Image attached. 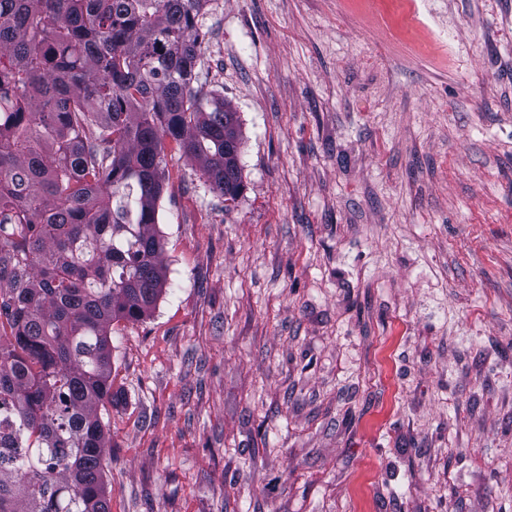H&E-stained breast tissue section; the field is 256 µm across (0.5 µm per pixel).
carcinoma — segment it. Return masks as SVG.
Here are the masks:
<instances>
[{"instance_id": "1", "label": "carcinoma", "mask_w": 512, "mask_h": 512, "mask_svg": "<svg viewBox=\"0 0 512 512\" xmlns=\"http://www.w3.org/2000/svg\"><path fill=\"white\" fill-rule=\"evenodd\" d=\"M208 2L0 0V512H110V334L165 284L164 140L241 194L237 113L193 87Z\"/></svg>"}]
</instances>
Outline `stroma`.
Returning a JSON list of instances; mask_svg holds the SVG:
<instances>
[{
  "mask_svg": "<svg viewBox=\"0 0 512 512\" xmlns=\"http://www.w3.org/2000/svg\"><path fill=\"white\" fill-rule=\"evenodd\" d=\"M225 205L169 142L110 512H512V0H208Z\"/></svg>",
  "mask_w": 512,
  "mask_h": 512,
  "instance_id": "stroma-1",
  "label": "stroma"
}]
</instances>
